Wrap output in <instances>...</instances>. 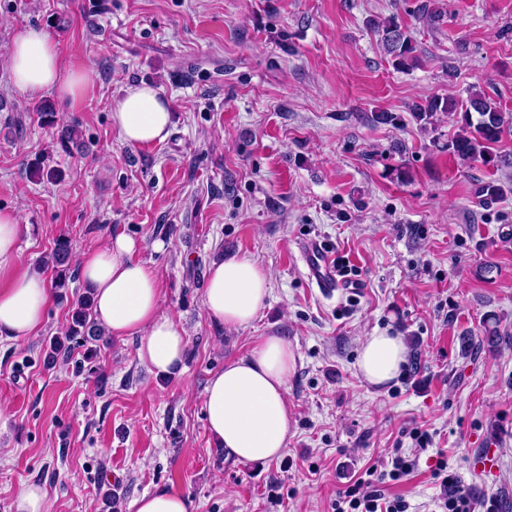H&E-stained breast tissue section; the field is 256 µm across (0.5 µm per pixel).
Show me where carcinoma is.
I'll list each match as a JSON object with an SVG mask.
<instances>
[{"mask_svg": "<svg viewBox=\"0 0 512 512\" xmlns=\"http://www.w3.org/2000/svg\"><path fill=\"white\" fill-rule=\"evenodd\" d=\"M419 19L430 27L443 20L442 9L435 0H424L418 8ZM374 32L380 37L382 46L390 56L396 70H410L417 66L416 40L411 32L393 17H387L373 24ZM414 120L424 132L435 130L436 116L453 114L456 116L458 131L448 141V149L463 163L479 161L485 166H499L509 163L493 151V146L503 137H512V116H507L495 102L479 93H471L466 100L453 97L432 96L424 101L415 102L410 107ZM478 118H473V115ZM501 188L494 182H484L475 189L480 205L488 207L500 199ZM52 268L57 270L54 287L66 286V271L73 260L70 241L62 239L55 243L50 256ZM92 300L85 295L78 300V306L72 313L70 335L87 334L99 336L92 321Z\"/></svg>", "mask_w": 512, "mask_h": 512, "instance_id": "carcinoma-1", "label": "carcinoma"}]
</instances>
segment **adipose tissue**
Listing matches in <instances>:
<instances>
[{
    "mask_svg": "<svg viewBox=\"0 0 512 512\" xmlns=\"http://www.w3.org/2000/svg\"><path fill=\"white\" fill-rule=\"evenodd\" d=\"M6 66L13 85L34 98L55 91L81 94L86 72L66 68L60 45L45 29L16 30ZM171 104L156 88L128 87L111 107L112 124L131 144L164 141ZM22 226L13 211L0 212V335L26 339L45 321L49 281L23 267ZM137 242L125 235L108 238L79 260L82 277L94 294V313L108 336L138 339L137 358L159 375L181 372L187 331L162 311L161 285L155 271L136 257ZM267 273L248 257L215 264L203 296L211 320L231 327L250 325L269 296ZM407 360L402 337L375 332L360 344L358 369L375 386H386ZM295 354L284 337L271 335L245 357L213 372L204 391L209 433L235 459L246 462L279 458L288 443L291 408L288 381Z\"/></svg>",
    "mask_w": 512,
    "mask_h": 512,
    "instance_id": "1",
    "label": "adipose tissue"
}]
</instances>
